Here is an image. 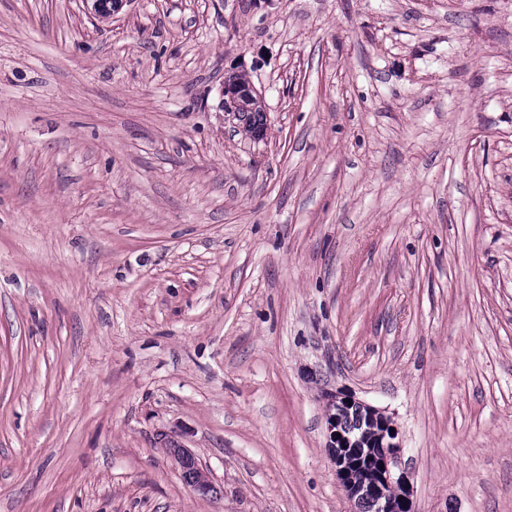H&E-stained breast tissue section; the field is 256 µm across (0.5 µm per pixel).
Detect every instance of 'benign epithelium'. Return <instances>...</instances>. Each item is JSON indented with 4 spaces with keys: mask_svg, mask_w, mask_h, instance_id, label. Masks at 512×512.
I'll return each instance as SVG.
<instances>
[{
    "mask_svg": "<svg viewBox=\"0 0 512 512\" xmlns=\"http://www.w3.org/2000/svg\"><path fill=\"white\" fill-rule=\"evenodd\" d=\"M254 90L249 85H240L232 82L224 84V108L227 112H236L242 99L250 98ZM370 415L380 418L383 434L389 436L390 441L383 452L376 456L377 480L372 484H357L351 477V470L347 461L348 455L356 451L357 441L350 435L343 433L337 427V418L328 417L329 444L328 449L332 457L336 480L345 489L350 500L356 502L361 499H370L378 505L379 512H412L411 487L407 473L401 468L400 442L397 441L398 431L387 418L374 408H369ZM170 453L175 458L181 476L187 487L198 494L208 495L216 492V487L204 471L198 460L187 448H172ZM400 487L403 494L395 502L386 496V488Z\"/></svg>",
    "mask_w": 512,
    "mask_h": 512,
    "instance_id": "obj_1",
    "label": "benign epithelium"
}]
</instances>
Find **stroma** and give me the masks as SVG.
<instances>
[{"label": "stroma", "instance_id": "obj_1", "mask_svg": "<svg viewBox=\"0 0 512 512\" xmlns=\"http://www.w3.org/2000/svg\"><path fill=\"white\" fill-rule=\"evenodd\" d=\"M336 391L512 512V0H0V512H358ZM231 80H236L237 82L243 83L246 86L232 83L230 82ZM227 81L229 82L227 83ZM248 81L249 80L246 78L245 74L242 73L232 74L228 78L225 77V112H233L237 113V115L240 113L242 120L245 121L248 132H263V108L257 96L253 97L255 91L250 85H248ZM250 97L253 98L249 102L245 103L243 107L238 108V112H236V108L241 105L242 99ZM175 458L184 483L194 493L208 495L216 493L213 482L188 448H169Z\"/></svg>", "mask_w": 512, "mask_h": 512}]
</instances>
